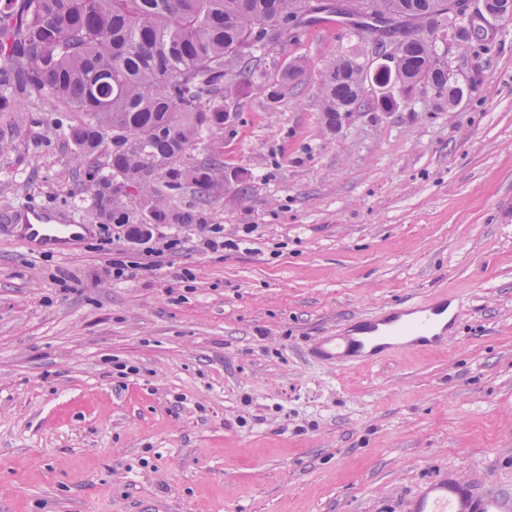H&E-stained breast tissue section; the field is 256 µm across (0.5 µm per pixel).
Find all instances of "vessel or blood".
<instances>
[{
    "label": "vessel or blood",
    "instance_id": "1",
    "mask_svg": "<svg viewBox=\"0 0 512 512\" xmlns=\"http://www.w3.org/2000/svg\"><path fill=\"white\" fill-rule=\"evenodd\" d=\"M75 227L54 223L52 217L35 213L26 218L19 240L59 253L70 249L75 240ZM451 304L445 296L404 301L395 311L363 319L357 329L361 338L328 336L322 341L318 355L333 362H380L393 348L415 349L445 340L437 332L439 316ZM410 512H512V499L497 493L477 494L470 486L443 474L426 483L412 499Z\"/></svg>",
    "mask_w": 512,
    "mask_h": 512
}]
</instances>
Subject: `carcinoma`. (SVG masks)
Instances as JSON below:
<instances>
[{"label": "carcinoma", "instance_id": "1", "mask_svg": "<svg viewBox=\"0 0 512 512\" xmlns=\"http://www.w3.org/2000/svg\"><path fill=\"white\" fill-rule=\"evenodd\" d=\"M457 0H352L339 14L366 43L399 46L396 69L379 75L389 87L378 108L394 111L419 95L426 74L448 92V73L433 68L441 28L455 25L466 49L478 39ZM325 9L321 0H5L0 6V108L20 94L48 97L74 113L67 139L80 159L108 148L106 171L95 175L94 212L104 224H123L140 236L145 224H203L175 205L176 192L201 199L224 193L226 175L210 153L186 165L207 132L224 125V98L256 78L258 48L282 44L295 26ZM237 57V71L224 61ZM363 64L351 54L327 64L318 107L325 128L361 102Z\"/></svg>", "mask_w": 512, "mask_h": 512}]
</instances>
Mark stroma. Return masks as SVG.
Wrapping results in <instances>:
<instances>
[{
  "label": "stroma",
  "mask_w": 512,
  "mask_h": 512,
  "mask_svg": "<svg viewBox=\"0 0 512 512\" xmlns=\"http://www.w3.org/2000/svg\"><path fill=\"white\" fill-rule=\"evenodd\" d=\"M362 47L319 24L258 52L194 152L244 195L181 193L205 224L144 241L95 221L106 158L77 159L71 113L36 95L0 112V512H409L445 472L512 494V20L465 53L438 41L458 106L327 132L325 67ZM31 209L90 232L22 244ZM212 226L231 247L200 249ZM120 252L140 269L116 280ZM410 295L462 301L446 346L314 358Z\"/></svg>",
  "instance_id": "35a3bbf8"
}]
</instances>
